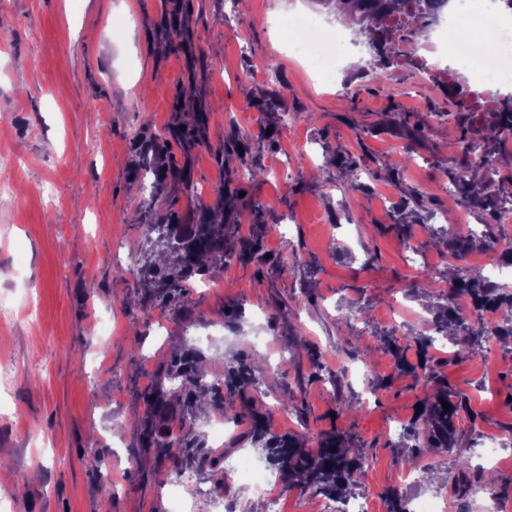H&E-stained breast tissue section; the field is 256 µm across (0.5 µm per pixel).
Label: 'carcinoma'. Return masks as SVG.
<instances>
[{
	"instance_id": "carcinoma-1",
	"label": "carcinoma",
	"mask_w": 512,
	"mask_h": 512,
	"mask_svg": "<svg viewBox=\"0 0 512 512\" xmlns=\"http://www.w3.org/2000/svg\"><path fill=\"white\" fill-rule=\"evenodd\" d=\"M326 7L337 16L351 15L358 32L369 35L382 24L386 17L395 13L404 5L405 0H313ZM497 127H512V98L496 99ZM185 129H180V126ZM204 130L202 114L193 116V121H180L169 126L155 142L164 146L177 145L187 152L201 142ZM497 143V137L488 134L480 136V140L468 144L463 142L448 143L449 158H454L457 151L470 149L489 150ZM154 174L152 190L161 197L174 191L183 193L187 199L199 202V214L194 224H177L168 222L161 224L154 219L151 209L142 212V223L147 226V233H157L156 238L146 237L151 253L157 256L167 254L174 258L171 264H160L152 261L140 269V273L153 281L162 284L169 291L170 300L177 302L184 288V283L195 276L205 277L224 262V229L223 224L212 223V215L224 212V192H219L214 205L201 202L196 184L186 168H174L169 176L161 177L155 173L151 163L142 165V175ZM449 179L457 188L455 204L477 206L484 211L500 212L503 204H512V189L496 185L490 173H485L483 189L485 192H472L463 187L466 183V172L451 169ZM456 290L468 294L473 307L494 314L504 310V320L497 324L494 331H488L483 324H472L460 317L452 308L445 305L435 318V327L459 348H469L481 342H506L512 339V292H504L490 286L486 280L462 278L456 281ZM259 366L239 356L224 365L223 389H212L199 384L204 374L196 368V357L186 351L170 360L167 370L158 375L153 395L145 399L144 443L148 448H162L166 453L180 459L195 447L194 442L185 437L175 440L168 439L169 432L158 428L155 417L159 405L168 397L182 399L193 404L205 398L214 408L225 409V396L236 395L241 400L248 398L255 388V373ZM185 378L189 385L180 391L167 387L171 379ZM451 405V409H443L442 402ZM461 413H469L467 398L445 386L437 388L436 393L426 398L421 404V412L403 428V435L414 440H423L431 448H450L454 442L453 424ZM248 436L261 444L266 457L282 473L284 481L320 491L334 499H347L355 495L362 476L360 449L346 448L337 444L336 434L332 433L319 442L318 450H309L311 436L306 433H292L283 437H267L263 427L262 416L255 413L251 418ZM331 468H326V464ZM456 467L458 475L455 493L461 497L468 494L473 476L470 457L466 450H461Z\"/></svg>"
}]
</instances>
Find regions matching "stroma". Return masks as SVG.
<instances>
[{"mask_svg": "<svg viewBox=\"0 0 512 512\" xmlns=\"http://www.w3.org/2000/svg\"><path fill=\"white\" fill-rule=\"evenodd\" d=\"M175 10L184 36L176 49L167 34ZM315 12L309 0H247L240 16L231 0L181 9L176 0H0V150L26 147L16 200L0 209V300L23 312L0 324V360L19 372L8 405L20 418L0 417L8 512H166L151 475L212 457V411L190 410L196 425L182 430L199 446L178 460L144 447L128 412L143 409L159 370L188 349L209 379L238 352L265 362L258 391L237 407L231 447H249L252 411L264 412L272 436L337 431L361 453L360 492L378 499L390 487L409 501L430 495L432 472L451 486L459 449L485 465V438L512 449V358L496 343L424 354L477 415L457 427L455 447L422 448L413 480L400 438L432 391L413 338L429 335L444 302L417 281L425 272L484 277L490 250L471 240V227L494 241L512 237V223L457 206L444 188L449 168L471 181L479 170L473 156L449 160V142L495 115L456 111L439 84L403 64L377 81L364 62L346 59L334 84L318 82L279 26ZM274 60L271 74L251 67ZM188 85L207 113L204 136L158 162L188 166L205 203L223 196L229 256L215 287L188 283L174 304L109 256L144 262L145 226L130 219L150 198L136 140L177 119ZM239 136L248 153L216 160ZM406 150L412 161L390 181L387 167ZM351 162L369 172L357 188ZM414 195L423 208L405 207ZM441 215L461 225L467 250L443 247ZM252 241L268 263L242 258ZM410 251L423 270L408 266ZM304 288L311 302L294 306ZM289 396L293 409L278 416L274 404ZM357 400L362 411L348 412Z\"/></svg>", "mask_w": 512, "mask_h": 512, "instance_id": "stroma-1", "label": "stroma"}]
</instances>
